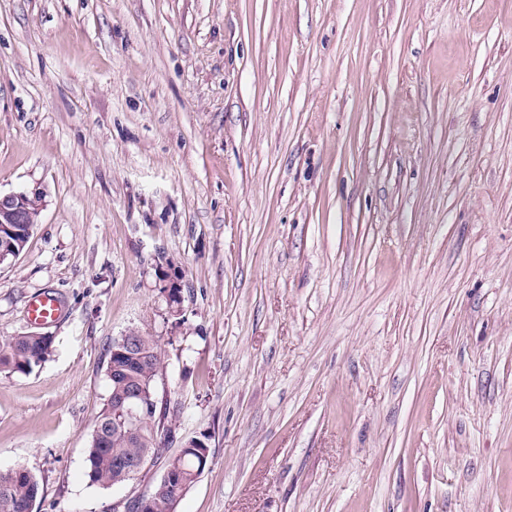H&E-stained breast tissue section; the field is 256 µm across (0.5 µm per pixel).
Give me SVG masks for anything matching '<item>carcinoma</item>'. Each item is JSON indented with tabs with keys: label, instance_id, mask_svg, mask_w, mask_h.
Listing matches in <instances>:
<instances>
[{
	"label": "carcinoma",
	"instance_id": "obj_1",
	"mask_svg": "<svg viewBox=\"0 0 512 512\" xmlns=\"http://www.w3.org/2000/svg\"><path fill=\"white\" fill-rule=\"evenodd\" d=\"M53 337L40 333H27L14 336L0 343V372L29 373L47 356L52 348ZM135 355L118 357L109 352L107 377L109 395L95 420L91 441L87 452V474L89 480L102 486H112L130 480L127 474L117 467L116 461L137 460L146 449L157 445L154 427L157 417L148 418L137 436H129L117 428L112 413V399L129 387L142 382L152 387L156 375L162 368L161 353L157 341L150 335L140 339ZM198 442L197 448H183L172 463L184 474L187 486H192L204 470L201 453L207 451V436H192ZM39 494L36 478H13L7 472H0V512H24L34 503Z\"/></svg>",
	"mask_w": 512,
	"mask_h": 512
}]
</instances>
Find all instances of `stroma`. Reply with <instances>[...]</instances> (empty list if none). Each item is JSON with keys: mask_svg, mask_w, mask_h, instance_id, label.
<instances>
[{"mask_svg": "<svg viewBox=\"0 0 512 512\" xmlns=\"http://www.w3.org/2000/svg\"><path fill=\"white\" fill-rule=\"evenodd\" d=\"M34 190L0 267V341L53 338L0 372L33 512H125L200 433L175 512H512V0H0V194ZM132 329L173 434L107 488ZM170 273L167 271L162 275V278L159 280L162 282L161 289L162 293L165 295L166 300L169 305V309L171 313H179L181 311V303H182V284L180 276L176 273L175 268L169 269ZM64 314V304L52 292H42L28 302L27 315L35 324L58 321ZM52 336L26 333L0 343V372L29 373L52 348ZM146 335V334H145ZM137 333H125L112 343L107 363V377L109 381V395L95 420L91 441L87 452V474L92 483L102 486H112L130 480L127 474L117 467L118 459L128 461L137 460L145 453L147 448L156 447L154 439L159 428L157 408L152 417L148 418L140 429L139 436H128L117 427V421L112 413V399L137 382H143L150 393L156 375L162 368L161 353L157 341L150 335L141 336L138 350L131 351V356L117 357V348H130ZM114 351V352H112ZM147 353V355H133ZM112 364L113 370H112ZM115 368V371H114ZM113 371V373H112ZM113 423V424H112ZM208 437L205 434H201L200 436H192L188 437L177 458L174 460L170 466L178 467L182 470L184 474V479L187 487L193 485V483L197 480L198 476L201 474L203 470H205L206 464H208L207 459L208 455L205 458L204 466H202L201 453L207 452V443L206 440ZM195 442L197 441L200 445L199 448H183L189 441Z\"/></svg>", "mask_w": 512, "mask_h": 512, "instance_id": "obj_1", "label": "stroma"}]
</instances>
